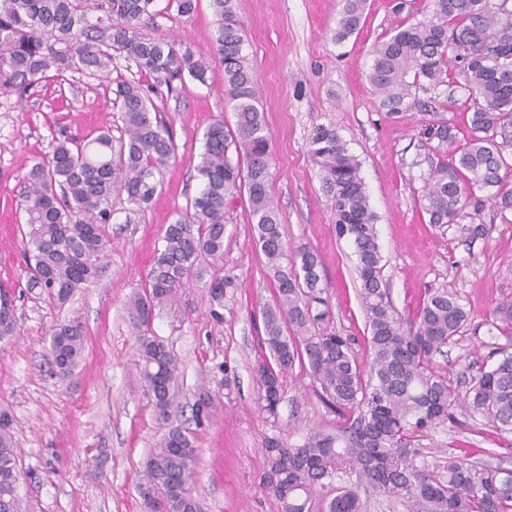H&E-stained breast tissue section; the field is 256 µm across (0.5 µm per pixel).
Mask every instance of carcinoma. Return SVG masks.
<instances>
[{"label":"carcinoma","mask_w":512,"mask_h":512,"mask_svg":"<svg viewBox=\"0 0 512 512\" xmlns=\"http://www.w3.org/2000/svg\"><path fill=\"white\" fill-rule=\"evenodd\" d=\"M155 0H0V91H25L67 73L108 75L113 61L134 64L139 78L115 82V126L92 136L65 137L34 158L19 203L26 288L64 304L75 291L98 280L111 248L112 198L140 211L158 191L156 174L177 158L178 145L154 98L189 76L208 84L209 66L170 36L143 32ZM367 0H342L334 38L359 30ZM216 17L213 47L224 65V98L236 114V129L224 120L203 133L195 166L200 189L166 226L142 283L126 303L136 340V366L143 395L166 426L143 464L136 490L147 512H201L191 484L199 460L191 432L170 423L179 407L177 356L156 336L154 311L179 290L202 279L211 317L224 319V294L235 280L216 265L224 258V209L247 190L257 243L274 282L273 305L263 307L259 344L268 355L257 368L261 409L275 414L284 382L294 368L306 372L319 396L336 408L342 423L315 431L300 444L271 439L263 480L281 512H311L317 489L344 467L355 469L366 487L412 502L425 512H512V470L478 469L465 457L448 455L432 466L412 457L417 438L448 420L461 406L499 431L512 432V353L480 368L460 394L437 361L466 331L477 332L460 296L445 288L426 293L415 318L405 322L392 307L383 276L372 209L361 164L341 135L320 126L310 153L323 174L338 237L354 247L359 296L366 313L371 360L360 366L351 337L328 328L317 255L288 246L269 187L271 133L258 108V91L245 34L234 0H210ZM429 16L416 23L401 17L406 3L391 6L398 18L373 48L368 80L383 102L397 109L416 88L426 93L454 84L472 101L468 136L432 119L424 133L443 160L425 179L424 209L432 224L469 220L472 237L488 233L484 214H512V0H428ZM413 80H407L408 76ZM15 292L0 287V339L16 333ZM487 333L512 337V298L501 299L485 319ZM85 346L82 322H60L49 337L52 369L71 372ZM216 397L197 389L196 425L215 408ZM11 420L0 417V512H18L20 479ZM326 512H360L356 491L333 497Z\"/></svg>","instance_id":"1"}]
</instances>
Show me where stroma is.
Here are the masks:
<instances>
[{"label":"stroma","instance_id":"obj_1","mask_svg":"<svg viewBox=\"0 0 512 512\" xmlns=\"http://www.w3.org/2000/svg\"><path fill=\"white\" fill-rule=\"evenodd\" d=\"M235 3L259 109L272 134L270 190L283 236L291 246L317 253L332 326L353 337L359 363L369 362V333L353 249L336 235L322 174L309 152L318 126L335 127L361 163L378 216L389 299L403 320L413 319L428 289L456 292L477 323L497 301L512 297L511 222L494 218L488 235L474 239L464 225L430 224L422 208L424 180L437 160L422 124L445 118L458 138H466L471 106L464 92L443 86L428 108L406 103L395 113L367 80L372 46L395 21L390 0H368L361 30L339 43L331 38L339 0ZM154 11L148 33L176 36L196 56L211 60L209 80L204 86L186 81L157 99L178 144L177 159L161 171V190L148 208L132 213L125 201L115 200L107 268L62 308L24 289L17 230L24 177L54 140L109 125L112 81L133 71L119 59L108 79L70 73L60 83L0 92V283L22 292L15 302L17 334L0 341V413L11 418L20 451L19 512H143L135 483L162 430L142 395L125 306L144 280L166 225L199 189L194 167L206 126L217 118L236 125L225 103L224 68L214 59L209 0H198L188 17L168 9L167 0H156ZM225 221L221 266L236 287L224 297L223 322L211 319L204 289L193 283L177 304L156 310L153 329L181 362L187 403H194L198 386L214 389L226 377L232 382L209 420L194 429L200 464L193 493L203 512H281L261 481L267 440L299 444L310 431L334 429L340 417L302 372L287 378L276 415L260 410L257 336L261 309L273 300L271 278L254 240L247 199L230 204ZM73 317L85 326V348L77 368L61 378L51 373L45 347L53 326ZM498 347L512 353V338L480 329L449 346L440 362L452 382L464 387ZM476 423L470 413L454 409L451 420L415 446L429 462L452 452L470 455L482 467L512 469V433L486 427L477 435L471 431Z\"/></svg>","mask_w":512,"mask_h":512}]
</instances>
